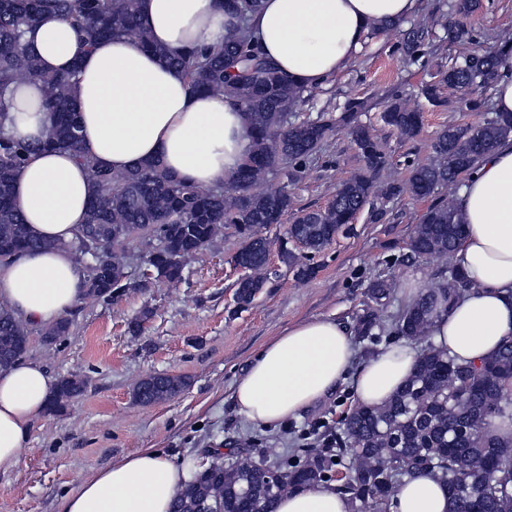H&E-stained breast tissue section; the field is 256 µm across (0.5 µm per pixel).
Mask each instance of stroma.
Here are the masks:
<instances>
[{
    "mask_svg": "<svg viewBox=\"0 0 512 512\" xmlns=\"http://www.w3.org/2000/svg\"><path fill=\"white\" fill-rule=\"evenodd\" d=\"M450 0H419L406 28L368 35L353 63L324 85L307 89L296 119L339 116L353 99L362 101L359 123L369 127L386 156L378 181L401 183L410 165L433 159L431 143L448 124L474 125L482 112H460L451 104L431 105L419 89L439 80L464 48L448 39ZM469 21L477 46L492 47L512 35V0H483ZM424 30L429 53L418 62L403 55L400 44L410 29ZM411 95L423 113L420 133L405 139L385 126L380 114L398 93ZM364 165L346 129H337L307 161L299 181L288 186L293 210L281 223L263 227L272 242L285 238L295 212L323 209L336 186ZM429 203L407 194L376 200L340 233L313 262L316 274L299 279L271 252L278 276L247 307L234 301L239 270L232 259L239 241L232 232L216 238L203 254L186 261L182 279L151 288L128 289L112 302L79 299L64 341L45 343L44 323H30L26 360L40 363L52 378L71 373L87 377L85 393L59 415L39 414L32 422L18 467L0 473V512H60L64 497L81 481L140 448H154L175 460L210 462L213 454L232 460L245 448L268 463L305 457L318 447L319 434L335 427L355 405L352 380L299 417L266 428L251 423L235 403L234 384L263 347L285 329L321 316L336 318L352 331L355 366L381 349L403 344L393 324L406 306L395 292L374 299L373 279H395L405 288L423 289L441 281L447 268L438 258L414 256L409 248L416 224ZM381 219H373V211ZM371 318L370 335H358L360 320ZM141 320L139 332L129 325ZM149 374L180 377L181 393L142 404L133 389Z\"/></svg>",
    "mask_w": 512,
    "mask_h": 512,
    "instance_id": "1",
    "label": "stroma"
}]
</instances>
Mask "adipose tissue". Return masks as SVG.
<instances>
[{
	"label": "adipose tissue",
	"mask_w": 512,
	"mask_h": 512,
	"mask_svg": "<svg viewBox=\"0 0 512 512\" xmlns=\"http://www.w3.org/2000/svg\"><path fill=\"white\" fill-rule=\"evenodd\" d=\"M418 0H262L248 27L260 53L295 85L313 88L344 71L371 28L398 22ZM153 41L176 52L217 47L237 21L220 0H140ZM44 70H76L82 149L123 172L150 160L199 187L230 183L252 146L246 113L221 96L193 91L178 68L137 42L115 37L83 49L72 25L48 13L27 33ZM19 109L12 133L45 138L49 118L39 82L13 85ZM94 186L71 152L31 154L14 197L31 232L71 240L84 223ZM458 208L465 236L452 254L470 285L448 311L434 315L429 334L462 363L481 364L512 336V138L503 141L466 180ZM83 273L64 249L24 254L0 263V299L30 321L68 313L83 293ZM415 352L392 346L353 368L354 345L336 320L318 317L288 327L270 341L234 386L249 421L269 427L298 417L353 376L359 403L380 405L405 383ZM53 380L40 364L21 361L0 371V472L17 468L32 420L44 410ZM194 462L175 463L141 448L84 479L61 512H169ZM445 486L426 473L406 480L388 512H448ZM277 512H351L332 486L318 483L285 495Z\"/></svg>",
	"instance_id": "obj_1"
}]
</instances>
